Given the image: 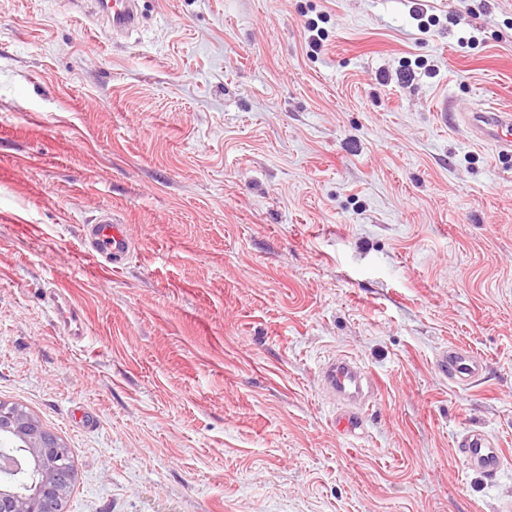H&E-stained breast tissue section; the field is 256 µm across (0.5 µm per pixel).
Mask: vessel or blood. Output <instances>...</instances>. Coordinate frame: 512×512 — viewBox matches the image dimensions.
<instances>
[{
  "label": "vessel or blood",
  "instance_id": "obj_1",
  "mask_svg": "<svg viewBox=\"0 0 512 512\" xmlns=\"http://www.w3.org/2000/svg\"><path fill=\"white\" fill-rule=\"evenodd\" d=\"M139 0H94V9L113 35L124 34L139 22ZM453 125L466 129L472 140L493 144L499 152L512 154V111L491 103L478 109L450 114ZM85 253L93 261L117 263L133 249L123 225L110 215L101 216L84 230ZM439 371L454 383H474L481 379L484 360L474 351L458 345L442 350L436 360ZM321 381L330 399L339 401L336 429L353 436L362 426V407L377 394V383L351 357H334L321 368ZM467 469L479 472L488 481L501 474L506 452L499 439L482 429H470L454 443Z\"/></svg>",
  "mask_w": 512,
  "mask_h": 512
}]
</instances>
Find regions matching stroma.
<instances>
[{"label":"stroma","mask_w":512,"mask_h":512,"mask_svg":"<svg viewBox=\"0 0 512 512\" xmlns=\"http://www.w3.org/2000/svg\"><path fill=\"white\" fill-rule=\"evenodd\" d=\"M89 8L0 0V403L69 449L63 512H498L512 155L442 113L512 104V0H142L120 41ZM339 354L380 384L357 438ZM86 255L95 262L119 263L134 248L121 224H112L108 214L101 216L94 224H87L84 230ZM439 371L454 383H474L481 379L484 360L474 351L458 345L442 350L436 360ZM321 381L325 392L336 404L342 403L336 412V429L348 436L356 435L362 426V406L378 393L379 387L366 377L363 368L351 357H332L321 368ZM454 446L467 469L479 472L491 483L498 479L507 455L496 436L482 429H470Z\"/></svg>","instance_id":"obj_1"}]
</instances>
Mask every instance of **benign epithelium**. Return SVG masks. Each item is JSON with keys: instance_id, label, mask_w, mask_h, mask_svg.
<instances>
[{"instance_id": "7a95c632", "label": "benign epithelium", "mask_w": 512, "mask_h": 512, "mask_svg": "<svg viewBox=\"0 0 512 512\" xmlns=\"http://www.w3.org/2000/svg\"><path fill=\"white\" fill-rule=\"evenodd\" d=\"M0 430L20 441L24 462L0 469V512H53L74 479L62 441L26 411L2 403Z\"/></svg>"}]
</instances>
